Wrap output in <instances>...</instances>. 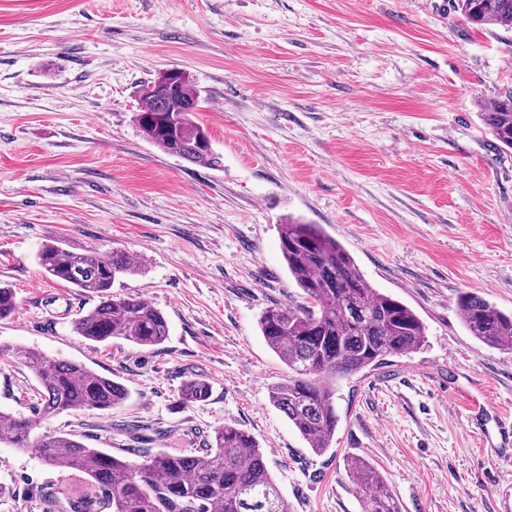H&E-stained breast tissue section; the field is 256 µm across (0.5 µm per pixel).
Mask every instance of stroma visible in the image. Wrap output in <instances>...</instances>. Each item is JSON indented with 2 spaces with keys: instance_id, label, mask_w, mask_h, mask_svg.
<instances>
[{
  "instance_id": "stroma-1",
  "label": "stroma",
  "mask_w": 512,
  "mask_h": 512,
  "mask_svg": "<svg viewBox=\"0 0 512 512\" xmlns=\"http://www.w3.org/2000/svg\"><path fill=\"white\" fill-rule=\"evenodd\" d=\"M178 68L223 158L190 164L149 143L139 86ZM512 84V29L476 27L449 0H0V285L18 308L0 345L84 363L130 393L108 412L36 432L122 454L186 451L227 423L253 435L289 512H366L344 461L360 456L402 512H505L512 475V353L469 334L474 291L512 313V149L481 109ZM319 224L370 283L422 319L426 348L341 381L336 441L311 453L269 401L287 368L258 321L298 290L279 224ZM127 252L115 291L164 313L144 349L74 332L92 297L47 277L46 243ZM208 401L176 407L189 376ZM30 370L0 360V412L29 414ZM94 493L83 473L0 443V512Z\"/></svg>"
}]
</instances>
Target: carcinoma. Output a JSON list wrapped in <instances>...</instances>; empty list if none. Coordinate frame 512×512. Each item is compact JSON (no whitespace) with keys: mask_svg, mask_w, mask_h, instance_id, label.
<instances>
[{"mask_svg":"<svg viewBox=\"0 0 512 512\" xmlns=\"http://www.w3.org/2000/svg\"><path fill=\"white\" fill-rule=\"evenodd\" d=\"M453 8L469 24L512 29V0H455ZM176 96L142 84L144 105L135 115L143 136L161 151L189 163L221 166L206 128L194 119L200 91L186 72L177 74ZM495 139L512 149V85L500 89L481 113ZM284 263L299 290V300L274 303L258 327L265 343L288 369L271 387L269 398L308 448L322 455L335 440L339 424L336 392L341 379L375 370L387 357H408L425 347L424 322L402 301L372 287L354 257L319 224L288 217L278 225ZM37 264L51 278L95 299L74 322L76 335L94 342L123 339L153 348L169 335L165 315L147 301L112 291L115 281L140 272L142 264L123 251L107 258L70 252L56 243L41 247ZM456 306L471 336L490 348L512 351V313L498 310L471 291ZM17 308L11 288L0 287V320ZM22 362L35 376L37 404L32 416L0 412V442L35 451L43 463L87 475L105 496L77 498L53 494L44 512H288V504L267 466L258 442L235 424L207 437L205 447L169 452L130 448L129 460L89 448L72 433L33 436L40 418L67 413L107 411L129 398L128 389L77 361L59 360L34 349L0 346V356ZM210 384L186 379L177 403L203 402ZM352 482L368 495L367 512H401L382 474L359 457L346 460Z\"/></svg>","mask_w":512,"mask_h":512,"instance_id":"carcinoma-1","label":"carcinoma"}]
</instances>
